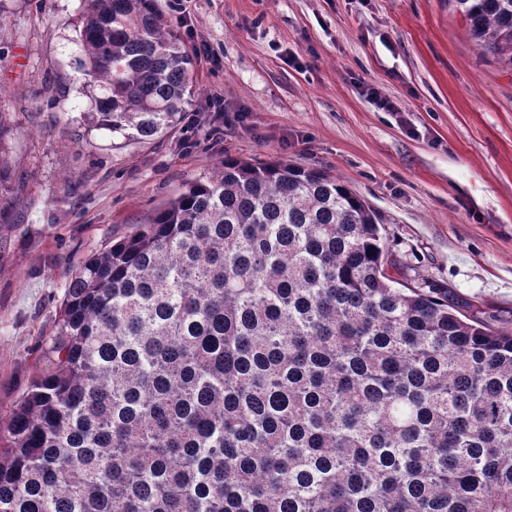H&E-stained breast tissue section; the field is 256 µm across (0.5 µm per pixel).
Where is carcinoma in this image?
Wrapping results in <instances>:
<instances>
[{
	"label": "carcinoma",
	"instance_id": "cac0c4a2",
	"mask_svg": "<svg viewBox=\"0 0 512 512\" xmlns=\"http://www.w3.org/2000/svg\"><path fill=\"white\" fill-rule=\"evenodd\" d=\"M455 3L512 67V0ZM79 42L95 128L178 126L192 57L155 0H87ZM383 230L322 168L226 156L73 265L0 512H512V327L401 283Z\"/></svg>",
	"mask_w": 512,
	"mask_h": 512
}]
</instances>
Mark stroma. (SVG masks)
<instances>
[{
  "label": "stroma",
  "mask_w": 512,
  "mask_h": 512,
  "mask_svg": "<svg viewBox=\"0 0 512 512\" xmlns=\"http://www.w3.org/2000/svg\"><path fill=\"white\" fill-rule=\"evenodd\" d=\"M157 6L193 57L194 122L116 148L85 118L83 0H0V112L17 128L21 197L0 229V428L40 369L69 267L228 155L336 174L386 218L403 281L512 326V70L451 0Z\"/></svg>",
  "instance_id": "1"
}]
</instances>
